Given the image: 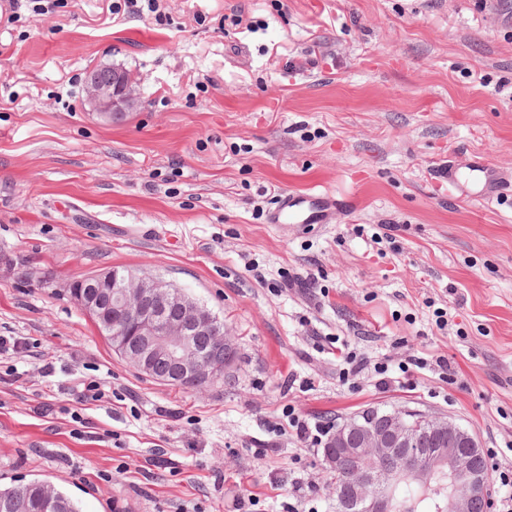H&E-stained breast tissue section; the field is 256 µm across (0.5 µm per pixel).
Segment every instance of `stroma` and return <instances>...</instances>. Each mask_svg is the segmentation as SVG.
<instances>
[{"label":"stroma","mask_w":512,"mask_h":512,"mask_svg":"<svg viewBox=\"0 0 512 512\" xmlns=\"http://www.w3.org/2000/svg\"><path fill=\"white\" fill-rule=\"evenodd\" d=\"M43 4L0 23V336L24 344L0 356L1 485L81 512H333L318 433L372 406L512 460V0ZM112 65L139 93L115 122L85 94ZM476 155L506 184L471 201L448 161ZM315 190L334 223L269 224ZM112 268L224 320L230 379L184 390L115 354L66 291ZM52 505L53 511L44 510ZM10 506L12 508H4ZM0 512H80L75 499L54 484L40 479L0 485Z\"/></svg>","instance_id":"1"}]
</instances>
